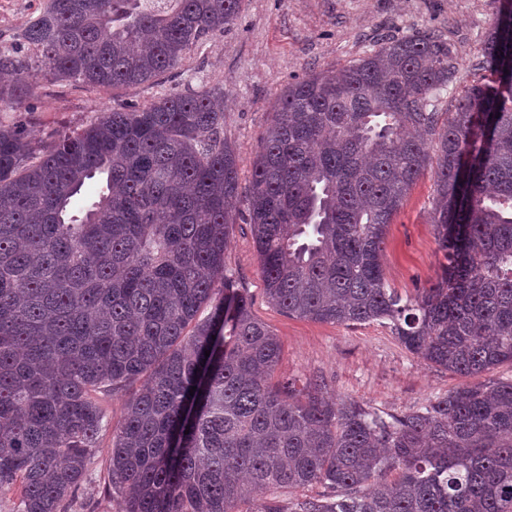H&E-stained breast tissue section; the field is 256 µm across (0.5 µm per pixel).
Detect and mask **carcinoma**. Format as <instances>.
<instances>
[{
	"label": "carcinoma",
	"mask_w": 512,
	"mask_h": 512,
	"mask_svg": "<svg viewBox=\"0 0 512 512\" xmlns=\"http://www.w3.org/2000/svg\"><path fill=\"white\" fill-rule=\"evenodd\" d=\"M241 3L48 0L21 35L36 58L0 48V112L43 70L92 89L149 83ZM485 54L493 81L444 114L431 93L457 67L431 31L288 85L244 193L219 89L49 141L0 122V491L18 487L21 512H64L105 390L127 393L108 449L122 512H512V379L388 416L322 379L273 384L280 340L224 274L240 201L269 304L387 324L464 377L512 363L508 16ZM429 167L440 274L404 298L384 274L387 229ZM314 484L324 492L286 506L271 496Z\"/></svg>",
	"instance_id": "carcinoma-1"
}]
</instances>
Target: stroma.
<instances>
[{
  "label": "stroma",
  "mask_w": 512,
  "mask_h": 512,
  "mask_svg": "<svg viewBox=\"0 0 512 512\" xmlns=\"http://www.w3.org/2000/svg\"><path fill=\"white\" fill-rule=\"evenodd\" d=\"M47 0H0V44L16 40ZM506 0H243L235 23L205 35L180 65L157 82L116 91L89 89L40 78L22 105L27 128L38 139L83 126L99 113L141 106L171 91L221 88L224 134L239 155L240 180L248 182L275 103L289 84L315 72H335L369 50L381 35L433 29L456 49L458 78L440 93L442 111L478 79L484 41ZM434 174L425 171L388 226L385 275L401 295H415L440 272L431 222ZM225 269L252 298V312L279 337L280 362L273 381L321 376L336 395L390 413H402L466 385L465 377L433 367L409 353L390 328L378 322L351 326L289 316L264 296L259 260L248 224L234 225ZM106 424L68 512H121L110 490L108 450L124 413L123 395L98 392Z\"/></svg>",
  "instance_id": "35a3bbf8"
}]
</instances>
